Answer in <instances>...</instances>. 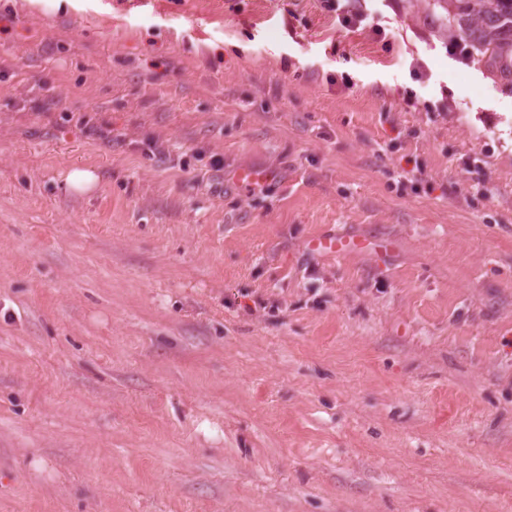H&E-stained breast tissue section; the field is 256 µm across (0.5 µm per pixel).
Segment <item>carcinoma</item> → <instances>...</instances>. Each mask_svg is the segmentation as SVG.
Here are the masks:
<instances>
[{"mask_svg": "<svg viewBox=\"0 0 512 512\" xmlns=\"http://www.w3.org/2000/svg\"><path fill=\"white\" fill-rule=\"evenodd\" d=\"M448 40L480 54L492 75L512 86V0H433Z\"/></svg>", "mask_w": 512, "mask_h": 512, "instance_id": "carcinoma-1", "label": "carcinoma"}]
</instances>
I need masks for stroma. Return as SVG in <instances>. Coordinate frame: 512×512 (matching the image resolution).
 <instances>
[{
  "instance_id": "obj_1",
  "label": "stroma",
  "mask_w": 512,
  "mask_h": 512,
  "mask_svg": "<svg viewBox=\"0 0 512 512\" xmlns=\"http://www.w3.org/2000/svg\"><path fill=\"white\" fill-rule=\"evenodd\" d=\"M349 7L0 0V512H512V93ZM322 6L328 12L336 13V16L345 28H358L366 20L365 17L358 13L349 12L342 2L345 0H321ZM67 188L75 193H85L97 183L95 172L88 168L74 167L65 178ZM308 246L313 252L333 253L341 257L354 251H361L364 248V242L352 239L346 240L345 237L339 235H326L311 240Z\"/></svg>"
}]
</instances>
